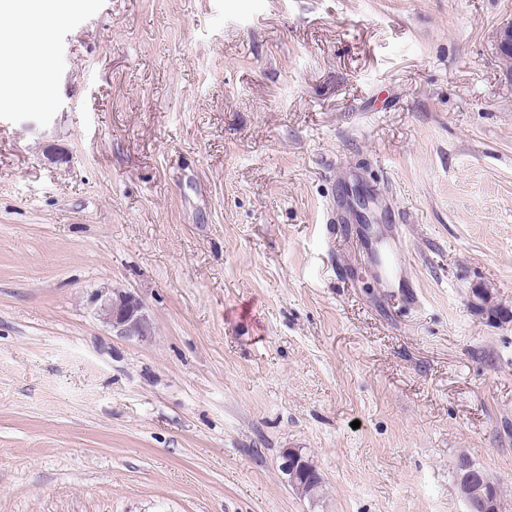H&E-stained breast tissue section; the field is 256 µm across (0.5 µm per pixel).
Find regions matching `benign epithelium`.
<instances>
[{"label": "benign epithelium", "mask_w": 512, "mask_h": 512, "mask_svg": "<svg viewBox=\"0 0 512 512\" xmlns=\"http://www.w3.org/2000/svg\"><path fill=\"white\" fill-rule=\"evenodd\" d=\"M496 46L499 58L512 59V21L499 27ZM94 303L98 317L112 330V335L140 342L149 340L152 321L137 296L106 288L95 295Z\"/></svg>", "instance_id": "7a95c632"}]
</instances>
